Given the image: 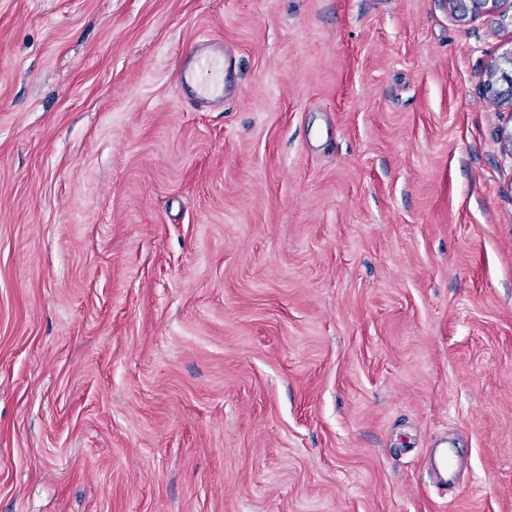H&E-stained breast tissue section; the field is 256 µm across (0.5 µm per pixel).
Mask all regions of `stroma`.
Here are the masks:
<instances>
[{
    "label": "stroma",
    "mask_w": 512,
    "mask_h": 512,
    "mask_svg": "<svg viewBox=\"0 0 512 512\" xmlns=\"http://www.w3.org/2000/svg\"><path fill=\"white\" fill-rule=\"evenodd\" d=\"M510 50L444 0H0V512H512ZM192 57L201 73H209L210 77L200 86V92L194 88L196 71L193 74L184 72L183 84L192 95L203 98L211 96L222 97L232 87V76L235 70V63L230 56H216L206 51L202 44L192 49ZM190 88V90H189ZM485 90L492 99L512 110V50L502 62L489 66ZM433 456L440 457L439 466L431 467L430 474L435 484L447 494L458 486L459 482L455 478H448V453L445 448H434Z\"/></svg>",
    "instance_id": "obj_1"
}]
</instances>
